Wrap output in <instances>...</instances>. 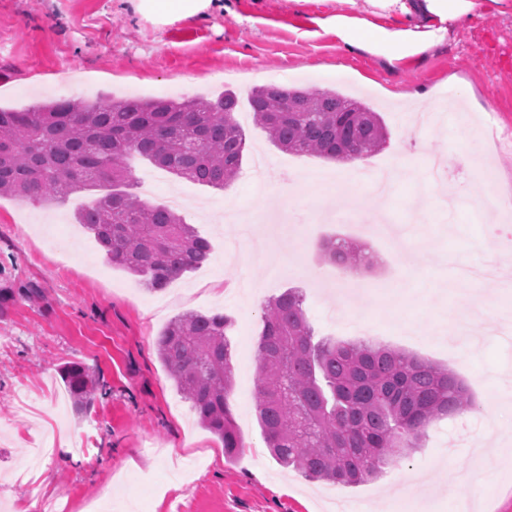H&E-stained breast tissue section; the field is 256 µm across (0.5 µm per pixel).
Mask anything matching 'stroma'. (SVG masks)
Listing matches in <instances>:
<instances>
[{
    "mask_svg": "<svg viewBox=\"0 0 512 512\" xmlns=\"http://www.w3.org/2000/svg\"><path fill=\"white\" fill-rule=\"evenodd\" d=\"M223 8L156 25L133 0H0V107L102 94L146 98L235 92L247 151L237 178L213 189L161 173L152 202L180 189L178 214L209 240V262L165 290L108 262L74 212L95 195L63 204L0 196V512H328L332 498L361 512H512V341L489 321L512 317V296L486 293L477 347L461 348L446 312L474 283L462 266L494 257L487 235L512 236V0H477L478 16L422 56L389 61L340 49L328 17L344 0H223ZM276 84L333 90L380 112L387 146L365 158L393 167L398 184L386 202L409 241L387 236L359 214H375L355 167L272 146L249 107L253 88ZM271 162L255 170L257 154ZM448 169L434 180L427 158ZM280 185L285 202L269 193ZM492 200L475 214L465 199ZM262 213L271 230L259 263L226 251L237 227L225 212ZM359 244L350 269L327 261L323 239ZM446 254L460 255L455 264ZM363 285L339 300L344 274ZM223 281L224 291L209 286ZM301 289L315 338L366 340L448 369L473 410L428 423L417 448L356 487L311 482L269 454L257 421L256 342L266 300ZM230 316L231 405L243 447L226 456L160 361L156 340L175 316ZM88 367L102 393L74 407L62 378ZM45 432L52 455L32 459L29 435ZM451 484L450 494L434 487Z\"/></svg>",
    "mask_w": 512,
    "mask_h": 512,
    "instance_id": "obj_1",
    "label": "stroma"
}]
</instances>
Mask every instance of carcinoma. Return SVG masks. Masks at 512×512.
<instances>
[{
	"label": "carcinoma",
	"instance_id": "cac0c4a2",
	"mask_svg": "<svg viewBox=\"0 0 512 512\" xmlns=\"http://www.w3.org/2000/svg\"><path fill=\"white\" fill-rule=\"evenodd\" d=\"M253 117L282 152L330 160L362 159L382 150L388 132L379 113L335 91L262 86L250 96ZM238 99L59 98L24 110L0 108V195L65 202L96 191L76 223L110 263L158 292L206 264L210 242L163 205L133 191L126 164L134 153L178 179L222 189L240 171L246 136ZM333 263L356 265L361 250L345 240L322 245ZM304 298L289 288L270 298L256 347V408L267 448L309 481L353 486L378 478L402 448H413L441 415L472 408L448 370L387 346L314 340ZM231 318L189 311L157 339L158 356L199 424L224 451L243 447L230 397ZM63 378L75 405L91 406L97 389L88 370Z\"/></svg>",
	"mask_w": 512,
	"mask_h": 512
}]
</instances>
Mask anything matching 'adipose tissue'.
Segmentation results:
<instances>
[{
    "instance_id": "1",
    "label": "adipose tissue",
    "mask_w": 512,
    "mask_h": 512,
    "mask_svg": "<svg viewBox=\"0 0 512 512\" xmlns=\"http://www.w3.org/2000/svg\"><path fill=\"white\" fill-rule=\"evenodd\" d=\"M137 11L158 23L187 19L209 10L213 0H135ZM350 13H339L331 22L341 48L362 51L392 60L427 52L438 41L466 26L476 16V0H345ZM387 13H398L399 25L388 28L359 17L360 4Z\"/></svg>"
}]
</instances>
